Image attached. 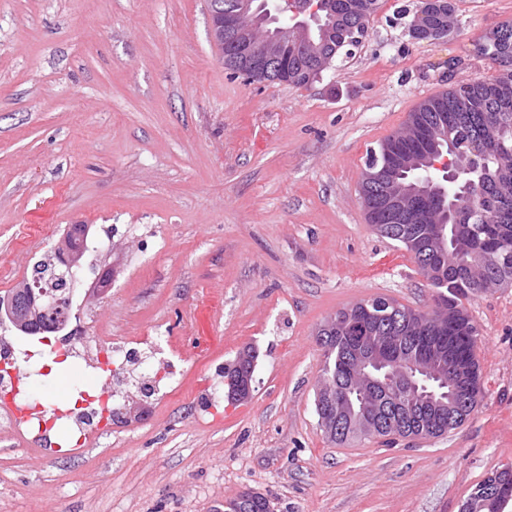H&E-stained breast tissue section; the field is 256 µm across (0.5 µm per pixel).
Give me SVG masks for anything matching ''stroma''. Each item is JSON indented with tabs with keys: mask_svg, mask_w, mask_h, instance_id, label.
<instances>
[{
	"mask_svg": "<svg viewBox=\"0 0 512 512\" xmlns=\"http://www.w3.org/2000/svg\"><path fill=\"white\" fill-rule=\"evenodd\" d=\"M420 4L379 0L354 56L297 87L225 69L207 0H0V296L86 224L71 328L177 353L171 388L85 446L0 429V512H224L247 488L275 512H459L512 464V286L464 302L484 394L461 427L339 447L318 424L320 325L375 296L433 302L366 220V153L421 101L497 76L479 44L512 21V0H455L452 31L417 40ZM245 346L254 391L233 404ZM256 358L255 350L245 346L239 351L230 370L226 372L228 395L233 403H241L251 397ZM234 368H238V371H232Z\"/></svg>",
	"mask_w": 512,
	"mask_h": 512,
	"instance_id": "1",
	"label": "stroma"
}]
</instances>
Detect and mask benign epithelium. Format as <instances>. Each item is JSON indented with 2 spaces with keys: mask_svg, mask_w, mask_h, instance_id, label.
Instances as JSON below:
<instances>
[{
  "mask_svg": "<svg viewBox=\"0 0 512 512\" xmlns=\"http://www.w3.org/2000/svg\"><path fill=\"white\" fill-rule=\"evenodd\" d=\"M369 12V0H347L342 14L336 13L334 0H309L297 7L288 6V0H234L231 8L217 6L209 14V30L216 45L222 48L224 40H229L237 56L260 69L280 64L288 46H295L308 61L320 66L313 74L307 68L293 70L288 78H303L310 83L336 58L355 54L357 42L336 38V27L344 26L350 18L362 21ZM454 13V0H425V6L409 24L410 32L416 39H437L453 28ZM495 92L501 99L512 98V64L506 61ZM471 106L466 96L450 100V121H466ZM507 131H512V124L499 121L488 135L476 140L470 152L461 154L453 140L436 129L429 134L430 147L422 154L410 156L392 147L383 165L370 163L363 170V186L375 182L384 186L380 209L385 215L411 214L412 224L403 230L414 238L428 281L444 279L447 261L457 252L466 253L470 265L485 263L497 251L498 242L512 232L507 225L498 224L483 240L467 235L474 208L460 181L462 174L482 166L485 153ZM486 189V198L496 206L512 201V171L497 170ZM433 211L438 212L440 223L421 232V225L428 223ZM80 228L77 233L67 230L55 247L57 264L72 278L81 267L90 231L85 224ZM18 293V300L7 297L0 308L23 329L37 321L47 293L37 281L23 282ZM395 311V319L411 345L405 355L395 353L398 336H365L349 358L351 372L363 379L362 385L349 383L338 388L336 375L327 367L322 370L316 404L320 427L327 435L343 426L366 436L377 435V410L372 398L377 388L389 393L404 415L419 416L429 423L444 418L451 421L456 412H473L478 407L479 380L474 378V368L464 363L471 326L467 314L441 300L428 310L397 306ZM368 313L367 304H355L339 312L337 323L352 333L361 328ZM441 337L448 338V343L439 341ZM255 363V350L246 346L226 372L232 402L241 403L251 397ZM511 501L512 495L493 482L475 487L461 504L460 512H502Z\"/></svg>",
  "mask_w": 512,
  "mask_h": 512,
  "instance_id": "obj_1",
  "label": "benign epithelium"
}]
</instances>
